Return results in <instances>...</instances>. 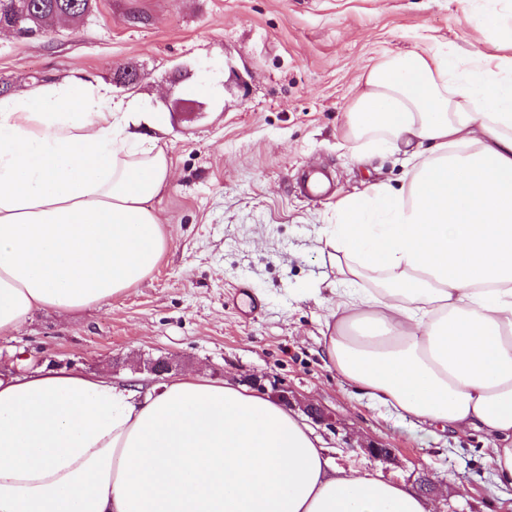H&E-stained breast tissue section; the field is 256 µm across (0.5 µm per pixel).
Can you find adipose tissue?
<instances>
[{
  "label": "adipose tissue",
  "mask_w": 512,
  "mask_h": 512,
  "mask_svg": "<svg viewBox=\"0 0 512 512\" xmlns=\"http://www.w3.org/2000/svg\"><path fill=\"white\" fill-rule=\"evenodd\" d=\"M75 71L0 96V333L141 283L167 249L149 199L172 176ZM359 160L404 152L400 188L345 197L325 244L346 278L326 363L373 404L480 431L512 485V59L385 57L347 118ZM0 512H426L401 485L332 470L289 408L190 372L142 386L81 370L0 374Z\"/></svg>",
  "instance_id": "adipose-tissue-1"
}]
</instances>
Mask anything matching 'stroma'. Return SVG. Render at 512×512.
<instances>
[{
    "instance_id": "stroma-1",
    "label": "stroma",
    "mask_w": 512,
    "mask_h": 512,
    "mask_svg": "<svg viewBox=\"0 0 512 512\" xmlns=\"http://www.w3.org/2000/svg\"><path fill=\"white\" fill-rule=\"evenodd\" d=\"M488 12L502 29L477 24ZM508 25L512 0H94L79 26L1 34L0 88L82 69L111 85L113 99L161 113L163 128L146 134L165 148L172 179L148 202L168 237L152 274L74 318L34 312L0 333V367L153 385L144 362L168 356L217 381L271 374L335 418L323 436L336 470L414 490L428 482L431 512H505L512 486L496 481L480 433L429 434L372 406L322 351L335 292L349 285L324 247L336 204L407 177L402 155L361 164L345 146L367 73L388 55L434 46L499 62L512 57ZM128 67L141 74L131 90L114 83ZM312 166L334 179L320 199L294 181ZM372 443L392 460L365 454Z\"/></svg>"
}]
</instances>
